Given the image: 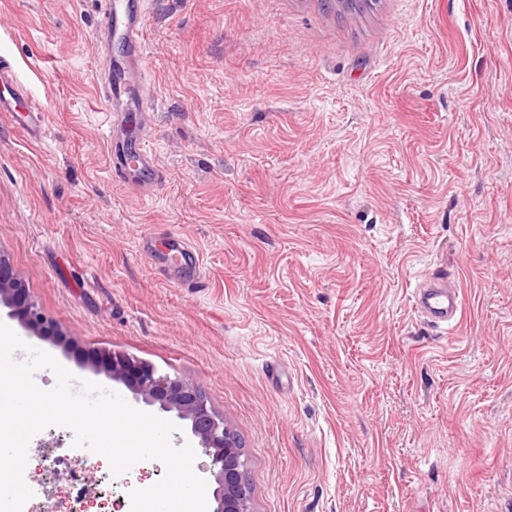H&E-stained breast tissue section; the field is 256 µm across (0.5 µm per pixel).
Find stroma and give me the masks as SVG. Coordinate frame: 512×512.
I'll return each mask as SVG.
<instances>
[{
  "label": "stroma",
  "instance_id": "obj_1",
  "mask_svg": "<svg viewBox=\"0 0 512 512\" xmlns=\"http://www.w3.org/2000/svg\"><path fill=\"white\" fill-rule=\"evenodd\" d=\"M162 178L109 167L100 0H0V56L49 126L0 112V251L77 377L99 350L200 388L237 430L255 512H512V0H147ZM178 236L199 283L141 252ZM455 332L412 290L438 268ZM51 427L27 512H125L164 465L112 477ZM414 305L437 327L457 326L464 312L463 295L454 274L438 270L413 289Z\"/></svg>",
  "mask_w": 512,
  "mask_h": 512
}]
</instances>
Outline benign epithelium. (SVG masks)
Listing matches in <instances>:
<instances>
[{
  "label": "benign epithelium",
  "instance_id": "1",
  "mask_svg": "<svg viewBox=\"0 0 512 512\" xmlns=\"http://www.w3.org/2000/svg\"><path fill=\"white\" fill-rule=\"evenodd\" d=\"M22 292L21 281L0 253V308L8 309V317L35 336L53 332L31 298L21 297ZM86 366L124 384L136 400L157 405L164 412H174L178 419L189 424L200 448L212 457L211 476L216 487L210 512H255L241 439L200 389L181 379L160 375L153 366L127 355L93 352Z\"/></svg>",
  "mask_w": 512,
  "mask_h": 512
}]
</instances>
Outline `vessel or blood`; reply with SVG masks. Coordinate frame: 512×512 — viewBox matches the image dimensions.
<instances>
[{"instance_id":"vessel-or-blood-1","label":"vessel or blood","mask_w":512,"mask_h":512,"mask_svg":"<svg viewBox=\"0 0 512 512\" xmlns=\"http://www.w3.org/2000/svg\"><path fill=\"white\" fill-rule=\"evenodd\" d=\"M104 22L99 30L103 40H111L113 32H122L126 43V63L114 66L107 75L105 96L107 99L124 98L125 109L141 112L148 106L143 94L123 95L122 80L125 69L145 72L144 28L145 10L139 0H102ZM21 89L11 64L0 61V112L11 113L16 127L31 141L38 142L46 135L45 115L35 107H20ZM114 152L120 162L112 172L123 184L138 187L143 181H155L158 177V163L148 143L136 138H128L115 143ZM182 241L169 240L163 253H156L151 242H144L142 252L146 255L158 254L157 268L162 276H176L183 285L197 283L201 278L199 263H187ZM414 305L429 322L439 327H455L463 316L464 301L455 275L447 270H439L416 285L413 290Z\"/></svg>"}]
</instances>
